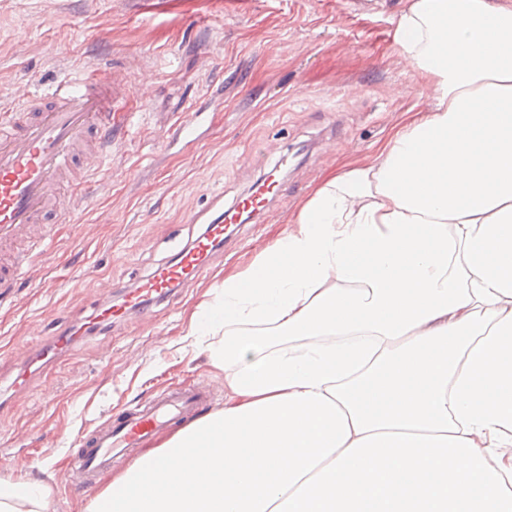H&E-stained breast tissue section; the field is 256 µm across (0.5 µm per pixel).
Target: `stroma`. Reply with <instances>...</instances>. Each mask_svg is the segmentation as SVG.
<instances>
[{
    "label": "stroma",
    "mask_w": 512,
    "mask_h": 512,
    "mask_svg": "<svg viewBox=\"0 0 512 512\" xmlns=\"http://www.w3.org/2000/svg\"><path fill=\"white\" fill-rule=\"evenodd\" d=\"M411 0H0V104L43 94L115 58L133 115L112 178L71 223L30 252L0 300V475L52 491L53 512H82L91 491L69 460L79 436L157 393L199 386L224 405V378L187 345L188 316L247 265L342 163L373 157L405 113L430 108V86L394 44ZM196 117L193 146L173 142ZM278 166L268 208L234 227L199 279L164 302L80 340L22 390L19 365L61 322L82 324L204 232Z\"/></svg>",
    "instance_id": "35a3bbf8"
}]
</instances>
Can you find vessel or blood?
Here are the masks:
<instances>
[{
    "label": "vessel or blood",
    "instance_id": "obj_1",
    "mask_svg": "<svg viewBox=\"0 0 512 512\" xmlns=\"http://www.w3.org/2000/svg\"><path fill=\"white\" fill-rule=\"evenodd\" d=\"M132 97L127 79L106 71H93L76 80L64 79L45 96L24 95L20 105L0 112V243L15 242L27 225L69 223L75 202L84 201L91 177L100 173V159L111 152L115 131L124 129L125 109ZM274 176L266 189L241 198L210 221L179 257L158 266L120 302L103 304L88 322L64 327L21 367L15 387L66 356L86 334L121 319L128 311L164 301L173 286L201 272L224 229L238 211L262 208L275 192ZM206 397L198 390L162 393L124 417L107 421L80 438L72 459V474L85 489H92L99 470L111 467L127 449L138 448L159 430L192 419Z\"/></svg>",
    "mask_w": 512,
    "mask_h": 512
}]
</instances>
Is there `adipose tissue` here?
<instances>
[{
  "label": "adipose tissue",
  "mask_w": 512,
  "mask_h": 512,
  "mask_svg": "<svg viewBox=\"0 0 512 512\" xmlns=\"http://www.w3.org/2000/svg\"><path fill=\"white\" fill-rule=\"evenodd\" d=\"M394 42L434 106L193 313L223 408L83 512H512V0H411Z\"/></svg>",
  "instance_id": "1"
}]
</instances>
